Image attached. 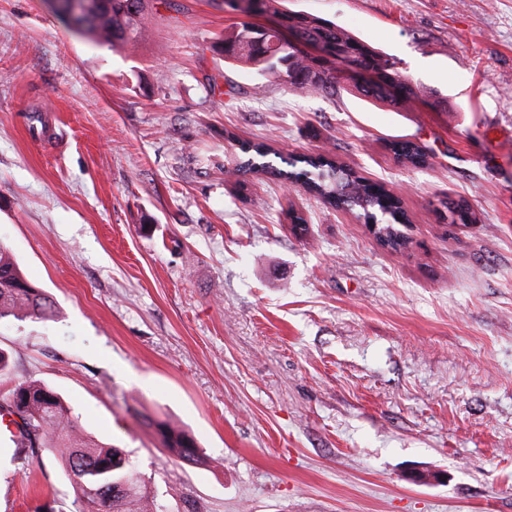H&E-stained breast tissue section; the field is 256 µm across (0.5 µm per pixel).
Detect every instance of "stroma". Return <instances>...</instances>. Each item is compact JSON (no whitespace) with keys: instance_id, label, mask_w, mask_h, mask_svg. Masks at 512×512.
Returning a JSON list of instances; mask_svg holds the SVG:
<instances>
[{"instance_id":"obj_1","label":"stroma","mask_w":512,"mask_h":512,"mask_svg":"<svg viewBox=\"0 0 512 512\" xmlns=\"http://www.w3.org/2000/svg\"><path fill=\"white\" fill-rule=\"evenodd\" d=\"M282 6L397 56L418 98L301 95L225 66L224 0L153 7L116 49L47 0H0V245L57 306L0 321V393L54 388L163 512H512V0ZM230 132L397 192L411 248L233 173ZM396 138L426 164L398 162ZM446 197L475 222L443 223ZM153 419L206 464L169 456ZM12 453L0 512H75L57 464ZM426 470L445 478L410 481Z\"/></svg>"}]
</instances>
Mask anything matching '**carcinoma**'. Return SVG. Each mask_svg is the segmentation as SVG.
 Returning a JSON list of instances; mask_svg holds the SVG:
<instances>
[{
    "mask_svg": "<svg viewBox=\"0 0 512 512\" xmlns=\"http://www.w3.org/2000/svg\"><path fill=\"white\" fill-rule=\"evenodd\" d=\"M90 22L84 31L101 42L127 45L144 35V20L149 12L148 0H89ZM282 15L299 28L302 36L313 40L338 42L359 52L372 66L391 69L403 80L405 99L418 97V87L398 68L399 61L366 41L321 18H311L295 11ZM224 56V62L248 67L279 81L285 87L301 92L318 93L327 98L351 92L372 105L397 107L400 101L381 90L314 80L310 72L313 60L298 54L281 42L274 32H260L254 24L241 22L224 31L213 44ZM391 149L397 158L415 167L425 162L426 154L418 143L394 141ZM238 171L261 172L301 187L323 202L352 211L375 225L376 239L394 252L405 250L410 243L406 233L408 218L400 200L389 193L373 189L368 180L353 169L336 163L322 154L283 157L265 143H239ZM442 206L451 224L475 221L464 200L444 201ZM55 315L54 302L28 282L19 265L0 245V320H49ZM22 414L24 426L8 433L13 448L12 459L24 466L29 458L49 453L62 468L74 488L79 502L78 512H160V507L142 473L120 448H114L90 436L79 417L62 396L38 380L16 384L7 395ZM150 425L162 446L176 458L196 465L206 458L181 427L167 420H153Z\"/></svg>",
    "mask_w": 512,
    "mask_h": 512,
    "instance_id": "1",
    "label": "carcinoma"
}]
</instances>
